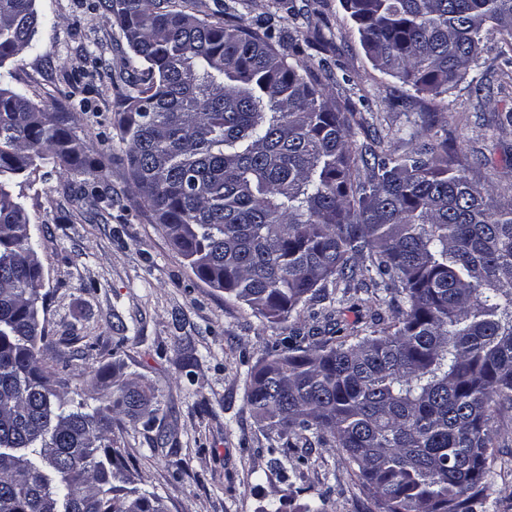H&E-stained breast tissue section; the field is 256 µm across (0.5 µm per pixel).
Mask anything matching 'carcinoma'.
I'll list each match as a JSON object with an SVG mask.
<instances>
[{
  "mask_svg": "<svg viewBox=\"0 0 512 512\" xmlns=\"http://www.w3.org/2000/svg\"><path fill=\"white\" fill-rule=\"evenodd\" d=\"M374 66L440 95L512 0H341ZM94 0L133 54L120 121L143 207L203 281L279 322L370 281L386 318L296 331L251 372L247 404L274 442L337 448L370 512H490L493 448L512 412V196L464 174L448 138L356 150L355 112L321 87L274 17L224 4ZM34 0H0V65L30 47ZM71 112L0 87V512H163L130 474L120 416L157 414L151 388L68 398L47 355L44 270L9 183L37 161L80 195L88 147Z\"/></svg>",
  "mask_w": 512,
  "mask_h": 512,
  "instance_id": "1",
  "label": "carcinoma"
}]
</instances>
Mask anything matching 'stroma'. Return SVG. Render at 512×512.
Wrapping results in <instances>:
<instances>
[{"label":"stroma","mask_w":512,"mask_h":512,"mask_svg":"<svg viewBox=\"0 0 512 512\" xmlns=\"http://www.w3.org/2000/svg\"><path fill=\"white\" fill-rule=\"evenodd\" d=\"M91 0H35L41 19L32 47L0 67V84L38 105L72 112V127L93 144L103 190L122 201L108 208L73 200L68 178L52 165L13 184L28 210L44 268L50 357L65 364L69 392H89L100 375L154 387L162 408L152 426L125 421L117 437L131 473L159 495L166 512H294L324 494V512H368L370 502L341 452L270 447L246 402L249 372L295 329L323 328V316L284 322L255 315L200 280L140 206L121 139L131 51L110 14ZM249 24L272 15L306 46L304 62L358 120L356 146L380 133L404 152L434 139L437 114L467 156L471 177L512 188V72L498 34L485 35L475 67L448 93L415 91L377 70L340 0H224ZM497 512H512V422L496 442Z\"/></svg>","instance_id":"stroma-1"}]
</instances>
